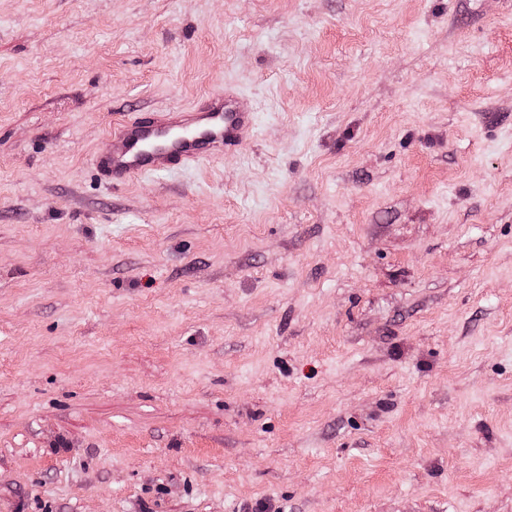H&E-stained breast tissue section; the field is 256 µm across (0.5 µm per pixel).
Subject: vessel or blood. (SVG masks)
<instances>
[{"label": "vessel or blood", "instance_id": "obj_1", "mask_svg": "<svg viewBox=\"0 0 512 512\" xmlns=\"http://www.w3.org/2000/svg\"><path fill=\"white\" fill-rule=\"evenodd\" d=\"M254 126L253 113L238 108L234 93L215 91L198 107L115 122L110 146L97 157L94 173L101 181L125 184L147 174L191 168L239 147Z\"/></svg>", "mask_w": 512, "mask_h": 512}]
</instances>
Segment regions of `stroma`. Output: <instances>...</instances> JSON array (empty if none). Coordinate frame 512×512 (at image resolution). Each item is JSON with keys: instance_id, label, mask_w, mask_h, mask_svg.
<instances>
[{"instance_id": "stroma-1", "label": "stroma", "mask_w": 512, "mask_h": 512, "mask_svg": "<svg viewBox=\"0 0 512 512\" xmlns=\"http://www.w3.org/2000/svg\"><path fill=\"white\" fill-rule=\"evenodd\" d=\"M0 512H512V0H0ZM254 126L253 113L237 107L234 93L214 91L199 107L115 122L94 174L100 181L126 184L147 174L192 168L239 147Z\"/></svg>"}]
</instances>
